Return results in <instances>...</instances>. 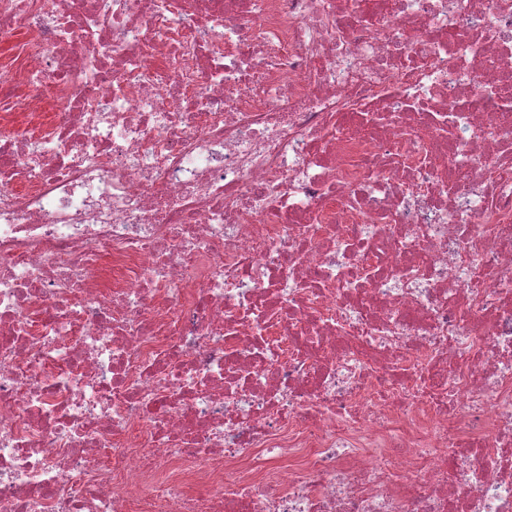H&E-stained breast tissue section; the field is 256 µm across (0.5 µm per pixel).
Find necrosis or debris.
I'll use <instances>...</instances> for the list:
<instances>
[{"label": "necrosis or debris", "mask_w": 512, "mask_h": 512, "mask_svg": "<svg viewBox=\"0 0 512 512\" xmlns=\"http://www.w3.org/2000/svg\"><path fill=\"white\" fill-rule=\"evenodd\" d=\"M0 512H512V0H0Z\"/></svg>", "instance_id": "necrosis-or-debris-1"}]
</instances>
